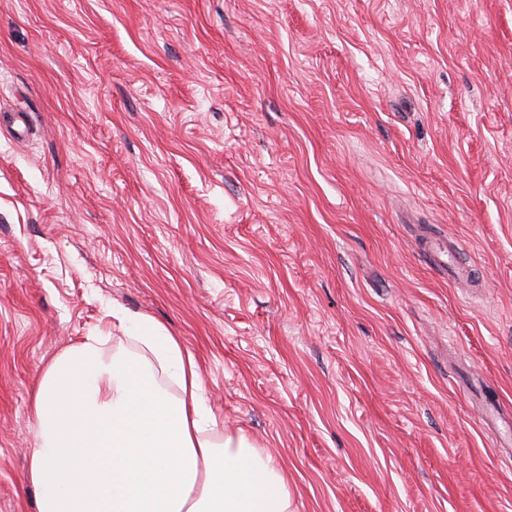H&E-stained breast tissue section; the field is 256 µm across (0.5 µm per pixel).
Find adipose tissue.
<instances>
[{"mask_svg": "<svg viewBox=\"0 0 512 512\" xmlns=\"http://www.w3.org/2000/svg\"><path fill=\"white\" fill-rule=\"evenodd\" d=\"M112 318L137 352H105L89 333L34 394L37 512H293L272 458L218 435L195 355L150 317Z\"/></svg>", "mask_w": 512, "mask_h": 512, "instance_id": "ef3b65f1", "label": "adipose tissue"}]
</instances>
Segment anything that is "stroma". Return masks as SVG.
Masks as SVG:
<instances>
[{
	"label": "stroma",
	"instance_id": "35a3bbf8",
	"mask_svg": "<svg viewBox=\"0 0 512 512\" xmlns=\"http://www.w3.org/2000/svg\"><path fill=\"white\" fill-rule=\"evenodd\" d=\"M116 306L294 512H512V0H0V512Z\"/></svg>",
	"mask_w": 512,
	"mask_h": 512
}]
</instances>
